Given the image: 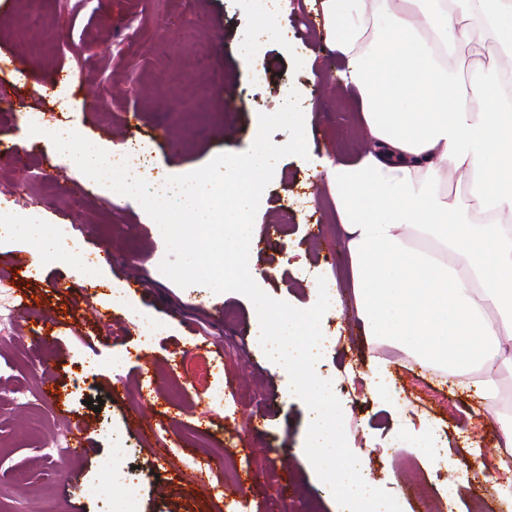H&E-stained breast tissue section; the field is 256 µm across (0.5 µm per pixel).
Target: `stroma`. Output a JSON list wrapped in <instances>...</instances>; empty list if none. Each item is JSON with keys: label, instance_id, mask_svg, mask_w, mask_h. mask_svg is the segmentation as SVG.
<instances>
[{"label": "stroma", "instance_id": "1", "mask_svg": "<svg viewBox=\"0 0 512 512\" xmlns=\"http://www.w3.org/2000/svg\"><path fill=\"white\" fill-rule=\"evenodd\" d=\"M318 0H285L280 36L258 41L263 81H255L238 54L239 41L257 29L240 0H40L34 33L22 32L26 0L0 6V88L16 100L0 112V139L16 145L41 174L0 159V210L20 211L36 224L53 225L76 238L77 258L112 249L118 262L104 266L105 282L86 285L93 304L109 308V280L119 281L129 302L162 322L150 340L140 323L119 311L110 322L88 319L78 297L61 292L74 282L69 264L16 270L14 256L30 254L29 240L0 243V290L11 304L26 300L19 320L41 321L46 342L19 333L0 339V503L26 512L32 501L56 512H109L96 496V462L112 456L119 483L114 497L132 496L137 512H216L214 490L233 474L246 479L244 496L226 512H336V504L305 455L310 411L289 388L254 340V306L242 294H216L202 285L179 287L160 270L166 246L139 203L115 207L110 195L83 175L47 141L31 137L25 115L45 113L84 137L104 143H137L128 165L146 181L190 173L223 152L240 153L257 133L256 118L280 109L291 92L312 115L309 157L339 162L365 152L358 91L337 85L344 62L323 30ZM42 38L37 54L30 35ZM221 68L224 92L213 90L209 71ZM64 72L65 81L34 92L40 78ZM244 100L240 111L226 98ZM137 115L138 128L127 120ZM255 222L281 226L276 244L258 241L252 263L259 286L271 297L305 309L318 278L333 281L335 305L321 321L317 373L347 409L352 452L369 457L368 477L397 498L403 512H499L511 492L495 480L502 408L433 373L412 356L364 335L355 317L350 260L326 169L288 156L276 164ZM293 220L281 224L284 205ZM148 288L133 286L134 277ZM222 349L212 357L208 346ZM40 355L47 377L66 394L72 420L88 425V454L48 461L44 444L63 419L33 379L31 355ZM216 364L212 382L223 402H199L201 386L185 374L183 358ZM388 362L387 379L398 393L390 405L363 379L374 358ZM102 398L100 411L88 400ZM149 408L155 435L132 431L128 418ZM430 428L438 446L463 461L450 473L424 468L411 449L399 448V428ZM165 444L168 457L149 453ZM485 463L488 495L474 496L473 459ZM168 489L158 495L156 483Z\"/></svg>", "mask_w": 512, "mask_h": 512}]
</instances>
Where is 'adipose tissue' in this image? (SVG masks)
<instances>
[{
	"label": "adipose tissue",
	"mask_w": 512,
	"mask_h": 512,
	"mask_svg": "<svg viewBox=\"0 0 512 512\" xmlns=\"http://www.w3.org/2000/svg\"><path fill=\"white\" fill-rule=\"evenodd\" d=\"M343 78L361 95L372 145L329 168L369 339L501 400L512 342V96L495 65L460 51L494 35L512 56V0H322ZM462 176L469 208L446 194ZM35 241L36 263L69 259L46 225L0 212V242ZM430 469H457L427 431L402 430Z\"/></svg>",
	"instance_id": "adipose-tissue-1"
}]
</instances>
